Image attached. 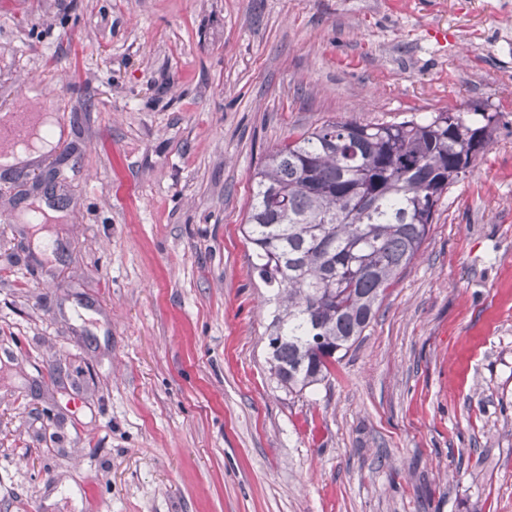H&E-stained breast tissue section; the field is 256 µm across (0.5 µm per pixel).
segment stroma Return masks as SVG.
<instances>
[{"instance_id": "obj_1", "label": "stroma", "mask_w": 512, "mask_h": 512, "mask_svg": "<svg viewBox=\"0 0 512 512\" xmlns=\"http://www.w3.org/2000/svg\"><path fill=\"white\" fill-rule=\"evenodd\" d=\"M20 103L62 146L0 170V512H512V0H0ZM448 110L492 145L288 391L257 168Z\"/></svg>"}]
</instances>
